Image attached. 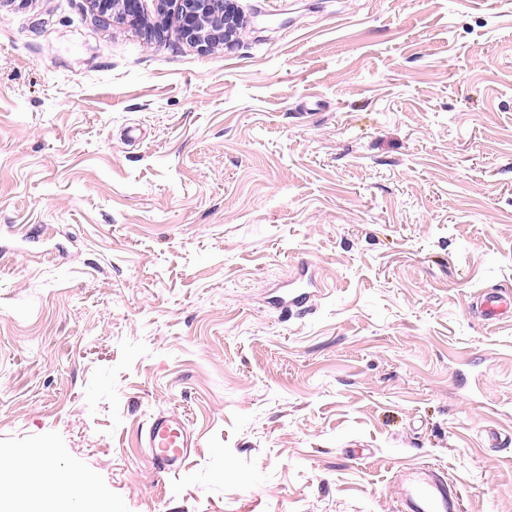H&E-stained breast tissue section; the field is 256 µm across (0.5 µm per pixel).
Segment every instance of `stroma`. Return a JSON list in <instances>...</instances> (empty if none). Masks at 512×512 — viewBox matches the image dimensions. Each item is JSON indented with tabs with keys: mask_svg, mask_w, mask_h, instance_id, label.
Masks as SVG:
<instances>
[{
	"mask_svg": "<svg viewBox=\"0 0 512 512\" xmlns=\"http://www.w3.org/2000/svg\"><path fill=\"white\" fill-rule=\"evenodd\" d=\"M238 3L201 51L0 0V460L92 512H397L424 462L512 512V317L470 309L512 289V0ZM141 440L159 468L177 471L191 448L188 438V426L178 415L159 412L150 423L141 430Z\"/></svg>",
	"mask_w": 512,
	"mask_h": 512,
	"instance_id": "stroma-1",
	"label": "stroma"
}]
</instances>
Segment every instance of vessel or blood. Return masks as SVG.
Returning a JSON list of instances; mask_svg holds the SVG:
<instances>
[{
  "mask_svg": "<svg viewBox=\"0 0 512 512\" xmlns=\"http://www.w3.org/2000/svg\"><path fill=\"white\" fill-rule=\"evenodd\" d=\"M472 307L484 322L492 323L512 309V295L485 293L474 298ZM140 437L161 469L178 470L188 455V426L178 415L156 414ZM397 488L402 512H453L448 481L436 468L423 464L404 470Z\"/></svg>",
  "mask_w": 512,
  "mask_h": 512,
  "instance_id": "1",
  "label": "vessel or blood"
}]
</instances>
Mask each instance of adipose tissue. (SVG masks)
Returning a JSON list of instances; mask_svg holds the SVG:
<instances>
[{
	"instance_id": "adipose-tissue-1",
	"label": "adipose tissue",
	"mask_w": 512,
	"mask_h": 512,
	"mask_svg": "<svg viewBox=\"0 0 512 512\" xmlns=\"http://www.w3.org/2000/svg\"><path fill=\"white\" fill-rule=\"evenodd\" d=\"M0 476L6 488L0 495V512H8L16 500L30 504V512H87L92 497L91 488L80 478L33 462L21 471L16 463L1 460Z\"/></svg>"
}]
</instances>
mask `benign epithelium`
Returning a JSON list of instances; mask_svg holds the SVG:
<instances>
[{
  "instance_id": "1",
  "label": "benign epithelium",
  "mask_w": 512,
  "mask_h": 512,
  "mask_svg": "<svg viewBox=\"0 0 512 512\" xmlns=\"http://www.w3.org/2000/svg\"><path fill=\"white\" fill-rule=\"evenodd\" d=\"M96 16L112 15L147 31L149 38H165L175 20L181 38L207 51L235 41L246 20L236 0H89Z\"/></svg>"
}]
</instances>
